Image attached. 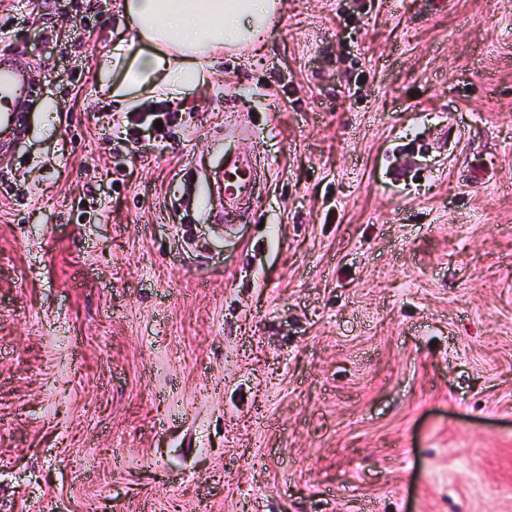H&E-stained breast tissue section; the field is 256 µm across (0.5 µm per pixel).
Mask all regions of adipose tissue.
<instances>
[{
	"instance_id": "obj_1",
	"label": "adipose tissue",
	"mask_w": 512,
	"mask_h": 512,
	"mask_svg": "<svg viewBox=\"0 0 512 512\" xmlns=\"http://www.w3.org/2000/svg\"><path fill=\"white\" fill-rule=\"evenodd\" d=\"M146 53L113 54L123 73L116 98L141 92L176 96L204 83L216 52L252 44L273 24L279 0H123Z\"/></svg>"
}]
</instances>
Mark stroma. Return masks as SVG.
Masks as SVG:
<instances>
[{
  "instance_id": "1",
  "label": "stroma",
  "mask_w": 512,
  "mask_h": 512,
  "mask_svg": "<svg viewBox=\"0 0 512 512\" xmlns=\"http://www.w3.org/2000/svg\"><path fill=\"white\" fill-rule=\"evenodd\" d=\"M13 5L0 512H512V0H280L117 170L122 0ZM30 77L16 68L11 58L0 52V129H16L19 126L20 110L31 98ZM257 177L258 171L250 156L224 154V169L220 173L224 211L215 215L219 222H231L240 215L253 193Z\"/></svg>"
}]
</instances>
